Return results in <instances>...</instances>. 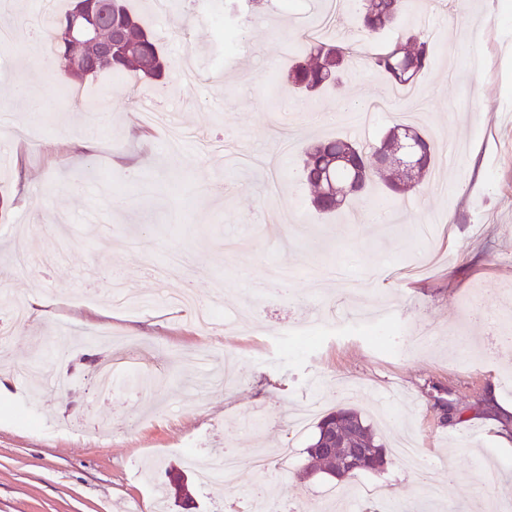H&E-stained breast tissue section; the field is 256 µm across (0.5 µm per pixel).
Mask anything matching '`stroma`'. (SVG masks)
Here are the masks:
<instances>
[{
  "label": "stroma",
  "instance_id": "35a3bbf8",
  "mask_svg": "<svg viewBox=\"0 0 512 512\" xmlns=\"http://www.w3.org/2000/svg\"><path fill=\"white\" fill-rule=\"evenodd\" d=\"M153 0H128L175 64L160 81L114 82L104 74L73 84L74 99L48 104L30 125L17 83L53 88L28 66L26 0L0 12L13 36L0 75V324L8 299L41 298L49 316L30 315L0 344V512H140L169 469L184 470L195 512L244 506L260 489L273 512H321L327 493L343 498L361 484L380 487L396 512L431 504L432 512H512V447L483 424L488 390L512 405V347L491 348L480 310H496L512 289V0H412L430 12L423 38L434 59L416 88L418 103L398 102L370 126L344 123L351 104L395 88L367 68L321 101L266 82L284 76L295 43L323 0H262L247 18L239 0H209L192 26L177 31ZM110 94L108 115L83 103ZM411 118L433 143L438 163L417 191L397 196L376 184L345 212L321 218L309 208L299 143L345 136L363 144ZM94 138V155L72 152ZM294 139L283 154L279 144ZM137 164L129 180L122 161ZM393 220L375 224L373 210ZM35 256L58 248L45 266L20 265L16 237ZM188 263L185 278L158 281L154 268L171 251ZM151 303L113 304V278ZM192 288L216 316L201 332L166 296ZM375 312L398 333L386 354L365 327H333L331 310ZM315 320L305 343L285 327ZM426 345L411 343L415 332ZM135 346L132 369L151 386L119 382L99 392L100 367L113 361L105 333ZM69 337L61 348L50 338ZM445 391L463 409L456 426L433 407ZM322 412L349 407L376 425L393 448L412 433L431 471L392 462L384 471L302 477L314 424L293 430L311 403ZM293 462L256 471L253 456L281 448ZM240 459L233 484L203 483L214 454ZM501 473L500 490L479 477Z\"/></svg>",
  "mask_w": 512,
  "mask_h": 512
}]
</instances>
